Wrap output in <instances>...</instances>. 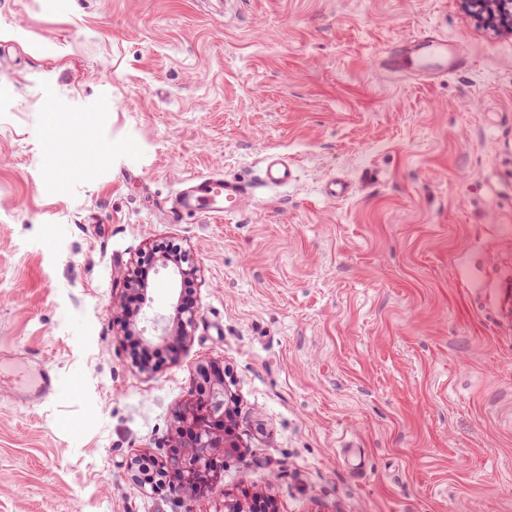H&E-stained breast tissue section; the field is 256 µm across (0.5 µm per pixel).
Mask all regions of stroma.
I'll use <instances>...</instances> for the list:
<instances>
[{
  "label": "stroma",
  "mask_w": 512,
  "mask_h": 512,
  "mask_svg": "<svg viewBox=\"0 0 512 512\" xmlns=\"http://www.w3.org/2000/svg\"><path fill=\"white\" fill-rule=\"evenodd\" d=\"M456 67L417 75L408 41ZM49 93L36 86L41 72ZM296 181L172 219L183 179ZM352 185L323 194L330 178ZM197 317L140 371L124 275ZM147 316L172 315L150 264ZM239 401L208 496L145 492L199 362ZM51 370L44 399L14 376ZM512 512V31L461 0H0V512ZM258 182L265 188H280L290 185L297 178V166L278 153H268L261 160ZM157 253H161L157 256ZM147 260H162V265L167 266L169 262H173L176 265L177 270H174V274L180 277V282L182 285H185L187 281H190L195 276L197 270L193 260L190 258L188 254H185L180 257V259H171L168 254L161 250L160 247L155 246L152 247L143 257V259ZM186 263V267L184 268L182 263ZM125 293L118 300L113 302V308L116 309V317L122 323L124 333L127 336L135 335L137 330V319L136 316L131 313L125 306V296L127 291L136 292L138 294H144L147 291V286L144 282L138 280L136 277L130 276L124 280Z\"/></svg>",
  "instance_id": "35a3bbf8"
}]
</instances>
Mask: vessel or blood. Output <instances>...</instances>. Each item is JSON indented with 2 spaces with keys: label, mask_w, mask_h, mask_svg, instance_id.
Segmentation results:
<instances>
[{
  "label": "vessel or blood",
  "mask_w": 512,
  "mask_h": 512,
  "mask_svg": "<svg viewBox=\"0 0 512 512\" xmlns=\"http://www.w3.org/2000/svg\"><path fill=\"white\" fill-rule=\"evenodd\" d=\"M412 56L418 70L431 77L447 72L448 44L435 37H422L412 42ZM297 166L277 153L266 154L261 160V171L257 184L231 179L220 175H202L184 181L182 187L170 200L171 217L186 214L234 215L241 211L254 197L256 187L280 188L296 180Z\"/></svg>",
  "instance_id": "1"
}]
</instances>
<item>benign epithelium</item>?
Returning a JSON list of instances; mask_svg holds the SVG:
<instances>
[{"mask_svg":"<svg viewBox=\"0 0 512 512\" xmlns=\"http://www.w3.org/2000/svg\"><path fill=\"white\" fill-rule=\"evenodd\" d=\"M465 8L478 21L488 25L512 26V0H463ZM149 260L159 259L166 266L176 265L174 274L181 284L193 279L196 266L189 255L171 259L155 246L146 254ZM116 317L128 336L140 335L143 348L155 341L174 339L183 345L191 336L197 314L196 306L178 298L174 317L155 321V334L144 335L137 329L136 316L125 306V298L113 302ZM236 398L224 378V369L214 362L199 363L194 370V384L183 407L175 415L174 428L167 439L166 452L160 455L136 454L127 461V470L141 488L156 492L176 488L174 478L182 479V489L197 497H205L224 477V458L239 451V444L230 426L235 417ZM152 462L153 475L142 476L141 461Z\"/></svg>","mask_w":512,"mask_h":512,"instance_id":"benign-epithelium-1","label":"benign epithelium"}]
</instances>
